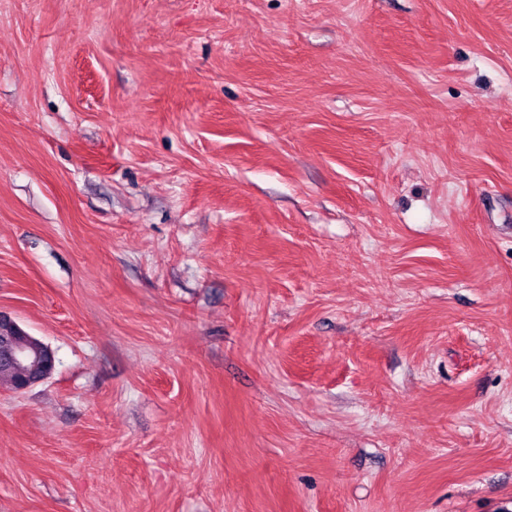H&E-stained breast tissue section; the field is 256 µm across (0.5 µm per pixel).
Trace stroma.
<instances>
[{"label":"stroma","mask_w":512,"mask_h":512,"mask_svg":"<svg viewBox=\"0 0 512 512\" xmlns=\"http://www.w3.org/2000/svg\"><path fill=\"white\" fill-rule=\"evenodd\" d=\"M0 512L512 504V0H0ZM24 344L28 349L29 353H31L32 355V359L30 360L29 363L22 365L0 363V385H3L7 389L12 390L14 392H22L42 380L40 376H34L24 380L20 385V382L26 377L39 374L43 371L40 367V364H38L37 362H33V352H42L46 350L47 347V345H45L38 339L34 338L33 336H31L30 339L25 341Z\"/></svg>","instance_id":"stroma-1"}]
</instances>
